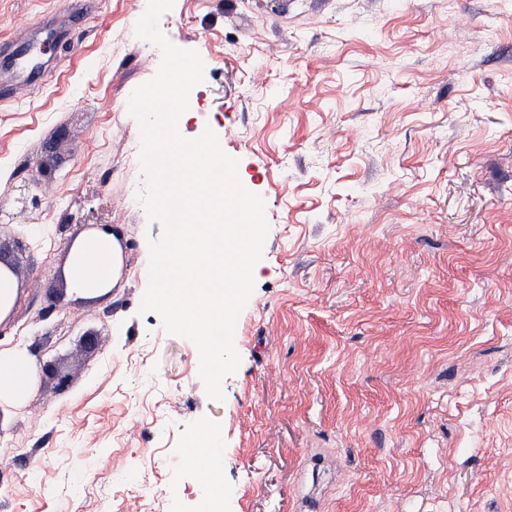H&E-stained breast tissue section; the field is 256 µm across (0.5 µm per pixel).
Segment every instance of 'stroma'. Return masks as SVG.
Instances as JSON below:
<instances>
[{"instance_id": "1", "label": "stroma", "mask_w": 512, "mask_h": 512, "mask_svg": "<svg viewBox=\"0 0 512 512\" xmlns=\"http://www.w3.org/2000/svg\"><path fill=\"white\" fill-rule=\"evenodd\" d=\"M70 5L0 0V43L50 13L70 33L0 104V234L24 245L0 348L41 367L0 407V512H201L178 464L200 428L224 452V512H308L307 494L318 512H512V0L160 16L204 64L186 138L213 130L267 205L220 400L195 343L141 309L163 233L124 200L144 180L129 90L162 60L135 34L147 0ZM90 224L125 244L124 272L81 298L62 268Z\"/></svg>"}]
</instances>
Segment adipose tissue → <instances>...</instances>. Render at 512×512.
Wrapping results in <instances>:
<instances>
[{"instance_id":"ef3b65f1","label":"adipose tissue","mask_w":512,"mask_h":512,"mask_svg":"<svg viewBox=\"0 0 512 512\" xmlns=\"http://www.w3.org/2000/svg\"><path fill=\"white\" fill-rule=\"evenodd\" d=\"M112 238L101 235L78 237L71 245L63 276L70 292L94 295L108 288L113 279ZM37 377V366L24 351L0 349V401L20 403L27 399Z\"/></svg>"}]
</instances>
